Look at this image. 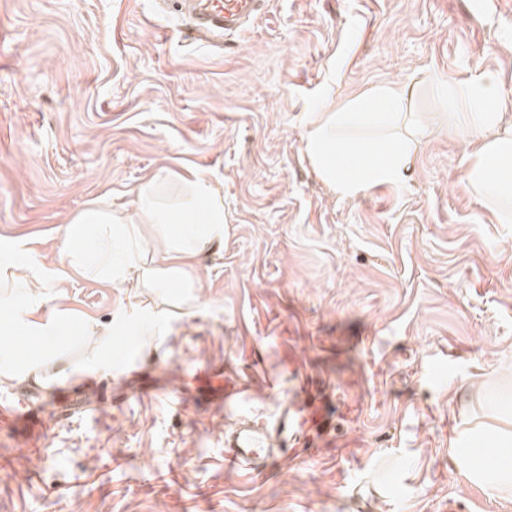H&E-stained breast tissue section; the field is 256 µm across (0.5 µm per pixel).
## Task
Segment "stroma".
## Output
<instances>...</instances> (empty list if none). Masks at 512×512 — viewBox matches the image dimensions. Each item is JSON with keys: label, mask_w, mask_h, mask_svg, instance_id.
Returning <instances> with one entry per match:
<instances>
[{"label": "stroma", "mask_w": 512, "mask_h": 512, "mask_svg": "<svg viewBox=\"0 0 512 512\" xmlns=\"http://www.w3.org/2000/svg\"><path fill=\"white\" fill-rule=\"evenodd\" d=\"M496 82L512 118V0H265L207 40L164 0H0V239L61 270L39 372L0 386L39 439L0 424V512H512L448 445L460 399L512 382V224L464 179L471 150L433 80ZM412 84L432 133L403 182L341 199L305 151L336 101ZM224 239L192 259L190 300L69 267L65 228L94 204L136 218L139 190L179 207L196 178ZM25 286L0 287V342ZM158 307L141 336L130 301ZM107 336L108 368L95 366ZM323 407L277 466L224 465L240 423L287 394Z\"/></svg>", "instance_id": "stroma-1"}]
</instances>
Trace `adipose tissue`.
Masks as SVG:
<instances>
[{
    "mask_svg": "<svg viewBox=\"0 0 512 512\" xmlns=\"http://www.w3.org/2000/svg\"><path fill=\"white\" fill-rule=\"evenodd\" d=\"M454 110L448 115L452 126L463 129L472 145L464 158L470 187L496 206L500 223L512 224V123L503 124L499 92L487 77L480 76L447 88ZM411 92L406 84L389 83L373 87L362 95L337 104L322 106L312 116L306 134V153L321 179L341 198H354L377 185L402 182L409 162L424 142L429 126L423 114L409 111ZM195 209L188 213L162 211L152 192L138 194L143 218L174 227L175 246L166 247L160 260L147 264L134 240V223L113 227L105 205L81 213L66 228V238L88 243L89 225H97L100 236L89 243L98 270L111 273L115 284L132 280L153 282L161 288L185 279L184 259L197 253L195 241L224 237V201L207 180L194 184ZM49 270L36 269L10 279H24L27 294L23 326L29 335L50 346L59 333V322L43 317L44 300L34 292L35 283L52 278ZM487 384H479L468 401L462 402L458 417L462 433L491 440L498 454L491 463L480 456H468L461 465L470 480L503 494L512 493V394L493 409H485ZM484 408L479 421H471L473 408Z\"/></svg>",
    "mask_w": 512,
    "mask_h": 512,
    "instance_id": "adipose-tissue-1",
    "label": "adipose tissue"
}]
</instances>
